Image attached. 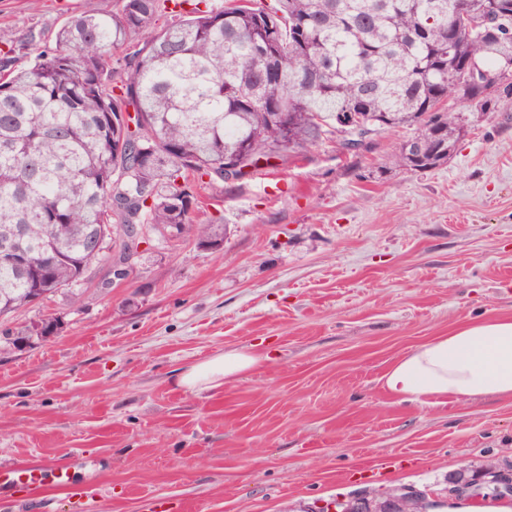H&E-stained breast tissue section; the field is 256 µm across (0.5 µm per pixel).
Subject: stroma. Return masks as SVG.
Returning a JSON list of instances; mask_svg holds the SVG:
<instances>
[{"label": "stroma", "instance_id": "1", "mask_svg": "<svg viewBox=\"0 0 512 512\" xmlns=\"http://www.w3.org/2000/svg\"><path fill=\"white\" fill-rule=\"evenodd\" d=\"M117 0H0V32L31 33ZM448 162L386 163L409 132L359 154L327 138L245 179L201 186L193 214L223 224L214 252L149 235L121 282L106 267L35 302L0 333L48 317L54 334L0 353V466L96 462L85 501L50 492L49 512H142L162 494L191 512H307L396 488L445 497L449 477L512 461V401L432 407L380 378L415 346L512 316V97L463 112ZM232 348L264 363L224 388L172 386ZM378 480L353 470L393 456Z\"/></svg>", "mask_w": 512, "mask_h": 512}]
</instances>
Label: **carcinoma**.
Segmentation results:
<instances>
[{
	"label": "carcinoma",
	"mask_w": 512,
	"mask_h": 512,
	"mask_svg": "<svg viewBox=\"0 0 512 512\" xmlns=\"http://www.w3.org/2000/svg\"><path fill=\"white\" fill-rule=\"evenodd\" d=\"M72 15L27 62L0 42V241L22 226L37 271L0 254V318L89 278L149 228L220 251L196 224V186L224 162L286 160L328 136L359 153L386 128L412 130L390 164L444 165L459 112L512 94V51L462 14L512 18V0H118ZM480 68L509 72L495 94ZM354 122L341 126V116ZM511 497L505 476L471 490Z\"/></svg>",
	"instance_id": "carcinoma-1"
}]
</instances>
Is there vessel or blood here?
Here are the masks:
<instances>
[{
    "mask_svg": "<svg viewBox=\"0 0 512 512\" xmlns=\"http://www.w3.org/2000/svg\"><path fill=\"white\" fill-rule=\"evenodd\" d=\"M92 469L93 463L82 453H74L72 466ZM72 466L32 464L17 468H0V488L7 487L21 493L27 504H41L48 490L63 491L73 497L82 496L86 486L76 482Z\"/></svg>",
    "mask_w": 512,
    "mask_h": 512,
    "instance_id": "b4317fda",
    "label": "vessel or blood"
}]
</instances>
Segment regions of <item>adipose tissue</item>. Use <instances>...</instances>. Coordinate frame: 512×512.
I'll use <instances>...</instances> for the list:
<instances>
[{"label": "adipose tissue", "mask_w": 512, "mask_h": 512, "mask_svg": "<svg viewBox=\"0 0 512 512\" xmlns=\"http://www.w3.org/2000/svg\"><path fill=\"white\" fill-rule=\"evenodd\" d=\"M263 360L251 349H229L181 371L173 384L190 392L215 390ZM381 385L397 399L431 406L512 399V317L467 324L413 348L389 366Z\"/></svg>", "instance_id": "1"}]
</instances>
